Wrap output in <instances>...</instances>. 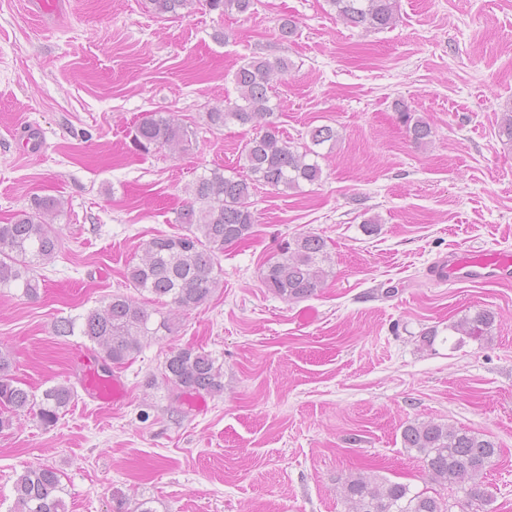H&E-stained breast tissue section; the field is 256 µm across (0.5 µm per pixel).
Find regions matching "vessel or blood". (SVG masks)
Masks as SVG:
<instances>
[{
    "instance_id": "vessel-or-blood-1",
    "label": "vessel or blood",
    "mask_w": 512,
    "mask_h": 512,
    "mask_svg": "<svg viewBox=\"0 0 512 512\" xmlns=\"http://www.w3.org/2000/svg\"><path fill=\"white\" fill-rule=\"evenodd\" d=\"M430 275L440 283H497L512 278V256L505 253L465 254L452 249L433 265ZM83 383L93 398L103 405L121 404L126 396L119 379L103 378L90 365L83 369Z\"/></svg>"
}]
</instances>
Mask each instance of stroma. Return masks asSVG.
<instances>
[{"label": "stroma", "mask_w": 512, "mask_h": 512, "mask_svg": "<svg viewBox=\"0 0 512 512\" xmlns=\"http://www.w3.org/2000/svg\"><path fill=\"white\" fill-rule=\"evenodd\" d=\"M398 5L392 28L367 32L326 0H256L226 16L194 0L178 17L148 0H68L55 24L0 0V224L37 196L68 203L46 292L0 290V350L34 393H76L56 425L25 412L0 431V512L39 465L59 471L68 512H136L144 500L154 512H344L342 484L365 467L463 502L404 448L416 419L491 436L501 453L487 510L512 512V282L428 274L453 248L512 253V142L497 127L512 106V0ZM285 18L297 26L288 39ZM254 55L291 63L271 92L285 136L302 144L313 127L336 128L322 178L290 196L256 187L252 236L218 257L223 288L118 369L128 395L99 407L72 363L93 343L53 324L128 293L143 243L180 232L188 184L236 167L253 129L216 130L206 114L236 98L233 75ZM402 105L430 124L428 146L410 141ZM151 112L195 131L191 150L135 153L129 133ZM303 232L325 239L333 273L291 303L261 271ZM479 309L495 317L490 334L451 348L449 325ZM188 345L221 364L222 394L149 386Z\"/></svg>", "instance_id": "35a3bbf8"}]
</instances>
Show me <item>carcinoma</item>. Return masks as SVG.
I'll list each match as a JSON object with an SVG mask.
<instances>
[{"label": "carcinoma", "mask_w": 512, "mask_h": 512, "mask_svg": "<svg viewBox=\"0 0 512 512\" xmlns=\"http://www.w3.org/2000/svg\"><path fill=\"white\" fill-rule=\"evenodd\" d=\"M159 15L178 16L192 0H149ZM210 10L222 15L253 11L255 0H206ZM336 17L354 27L381 30L397 22V0H326ZM286 59L252 56L244 59L234 74L238 96L206 113L208 125L220 129L229 124L249 125L255 130L241 150L243 164L225 174L221 168L199 176L187 187L191 196L177 213L184 225L177 235L154 237L142 245L139 262L127 268L126 279L135 294H114L82 316L81 322L61 318L53 326L57 336L75 332L96 345L102 363L121 367L141 352L144 342L173 332L175 316L205 303L221 286L218 254L224 248L249 239L255 225L251 201L255 185L269 186L280 194L297 191L301 184L321 179L322 169L314 147L336 144L338 133L331 126L309 132L310 144L297 148L284 136L275 120L271 82L288 72ZM406 133L418 146L430 143V125L399 106ZM194 132L162 113H153L137 123L132 132L134 148L147 155L168 148L187 150ZM65 212L56 197L34 199L32 211H23L0 224V289L16 288L36 299L45 279L37 269L53 263L59 253L57 220ZM331 275V256L323 238L301 233L284 241L274 261L262 269L263 283L289 302L313 295ZM148 293L167 306L161 312L140 300ZM494 323L493 313L479 310L449 326L460 336L484 337ZM9 354L0 351V405L12 414L37 410L45 425L57 422L75 399L73 387L60 383L41 396L20 386L11 374ZM161 382L180 394L224 392V374L211 354L194 347L173 348L165 358ZM403 447L416 451L422 468L436 484L464 494L468 506L491 502L484 487L487 469L500 455V448L486 436L432 420L406 424ZM58 472L49 466L28 468L14 484L11 512H66ZM344 512H452L453 504L410 486L361 473L351 474L343 485Z\"/></svg>", "instance_id": "cac0c4a2"}]
</instances>
